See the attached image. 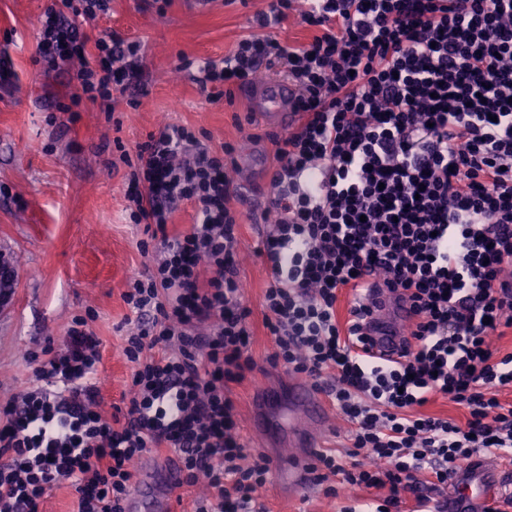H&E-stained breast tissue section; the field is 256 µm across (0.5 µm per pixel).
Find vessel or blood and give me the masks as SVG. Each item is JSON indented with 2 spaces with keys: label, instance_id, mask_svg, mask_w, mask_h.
<instances>
[{
  "label": "vessel or blood",
  "instance_id": "vessel-or-blood-1",
  "mask_svg": "<svg viewBox=\"0 0 512 512\" xmlns=\"http://www.w3.org/2000/svg\"><path fill=\"white\" fill-rule=\"evenodd\" d=\"M253 113L265 128L283 132L291 129L297 119L295 103L297 87L281 78H268L253 85ZM375 305L367 318L364 331L372 343L371 353L381 359L396 358L404 337L401 325L409 314V307L397 294L385 288L374 291ZM295 398L299 406L308 414L312 431L299 435L305 450L300 454L289 455L281 470L292 491L310 492L315 484L312 470L317 452V437L328 426L332 413L321 391L305 380H295ZM506 472L487 461H479L461 468L454 480V488L448 498L450 512H484L497 495L502 483L511 479ZM128 512H167V502L151 498L146 489H138L127 503Z\"/></svg>",
  "mask_w": 512,
  "mask_h": 512
}]
</instances>
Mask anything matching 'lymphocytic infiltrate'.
<instances>
[{
  "label": "lymphocytic infiltrate",
  "instance_id": "1",
  "mask_svg": "<svg viewBox=\"0 0 512 512\" xmlns=\"http://www.w3.org/2000/svg\"><path fill=\"white\" fill-rule=\"evenodd\" d=\"M110 2L54 0L40 20L36 53L71 70L74 102L132 105L145 86L140 42L83 30ZM296 2L270 0L258 33L205 61L197 83L229 99L266 66L299 90L301 121L274 152L262 324L272 361L321 388L350 426L346 455L318 452L315 482L332 496L370 490L341 512H404L405 494L419 507L441 499L479 452L512 462L501 398L512 352L495 357L489 343L512 328V0H304L314 35L284 45L271 29ZM121 159L131 223L158 232L139 245L152 264L122 294L135 323L130 394L101 411L89 315L73 316L62 348L28 350L35 386L0 404V512H43L64 482L76 512H126L135 462L164 448L178 452L182 484L207 481L195 512H267L257 491L270 461L247 448L230 395L253 368L254 336L234 147L167 124ZM185 201L196 224L168 234ZM376 283L410 303L394 361L371 356L363 332ZM438 394L465 423L424 413Z\"/></svg>",
  "mask_w": 512,
  "mask_h": 512
}]
</instances>
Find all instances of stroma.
<instances>
[{
    "label": "stroma",
    "instance_id": "stroma-1",
    "mask_svg": "<svg viewBox=\"0 0 512 512\" xmlns=\"http://www.w3.org/2000/svg\"><path fill=\"white\" fill-rule=\"evenodd\" d=\"M50 3L0 0V58L14 73L10 85L0 86V253L20 261L12 302L0 311V403L32 386L27 349L61 345L71 317L91 309L102 351L98 380L109 409L120 404L130 375L122 354L120 327L129 313L122 294L151 262L137 248L145 225L125 219L126 168L113 141L132 151L164 125H191L212 145L233 143L237 161L269 188L275 136H259L250 124L251 100L239 92L229 101L208 100L195 71L178 68L183 56L199 63L223 58L253 34L252 17L268 0H215L203 10L172 0L162 14L141 0H112L110 13L86 32L109 27L141 42L147 92L134 107L116 102L110 116L88 105L72 109L70 74L39 61V21ZM234 205L245 222L240 277L253 311L256 367L233 385L232 396L243 434L261 442L273 463L258 495L270 512H339L344 498L318 490L291 495L281 485L278 463L292 451L289 435L297 422L288 402L292 374L267 361L272 344L262 326V301L271 270L256 254L263 227L247 200Z\"/></svg>",
    "mask_w": 512,
    "mask_h": 512
}]
</instances>
